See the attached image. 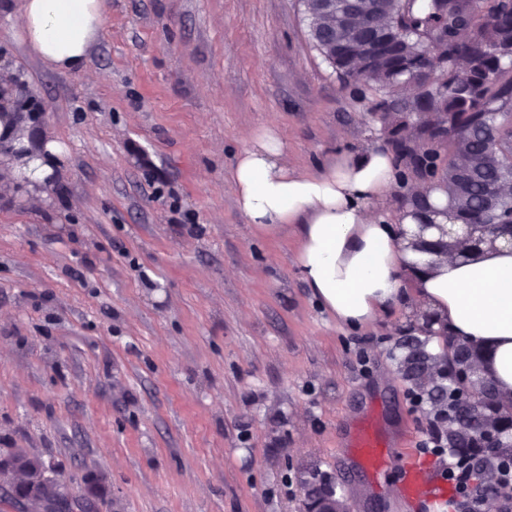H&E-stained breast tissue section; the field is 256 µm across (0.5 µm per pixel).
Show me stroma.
Listing matches in <instances>:
<instances>
[{
  "mask_svg": "<svg viewBox=\"0 0 512 512\" xmlns=\"http://www.w3.org/2000/svg\"><path fill=\"white\" fill-rule=\"evenodd\" d=\"M0 0V68L57 142L49 183L0 193V453L43 460L93 512H304L326 478L350 512H459L447 458L418 452L399 303L339 324L299 267L302 227L258 231L225 191L251 131L297 170L389 150L372 98L312 47L299 0H105L85 71L46 66ZM165 195H158V183ZM430 474L362 470L367 417Z\"/></svg>",
  "mask_w": 512,
  "mask_h": 512,
  "instance_id": "stroma-1",
  "label": "stroma"
}]
</instances>
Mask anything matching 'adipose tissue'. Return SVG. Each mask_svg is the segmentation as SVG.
Returning a JSON list of instances; mask_svg holds the SVG:
<instances>
[{
    "label": "adipose tissue",
    "mask_w": 512,
    "mask_h": 512,
    "mask_svg": "<svg viewBox=\"0 0 512 512\" xmlns=\"http://www.w3.org/2000/svg\"><path fill=\"white\" fill-rule=\"evenodd\" d=\"M103 21L104 0H24L15 17L32 50L62 72L84 69ZM395 180L393 155L377 149L339 156L317 174L296 171L269 126L251 134L224 186L256 229L302 225V275L338 322L366 325L407 300L461 341L489 347L488 373L498 394L512 397V246L432 262L397 236L414 230V219L385 210Z\"/></svg>",
    "instance_id": "obj_1"
}]
</instances>
